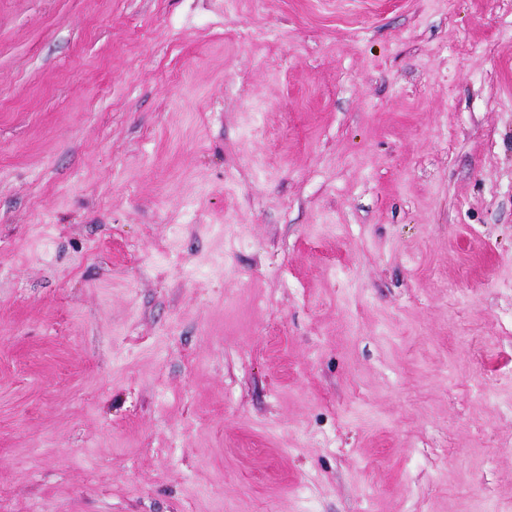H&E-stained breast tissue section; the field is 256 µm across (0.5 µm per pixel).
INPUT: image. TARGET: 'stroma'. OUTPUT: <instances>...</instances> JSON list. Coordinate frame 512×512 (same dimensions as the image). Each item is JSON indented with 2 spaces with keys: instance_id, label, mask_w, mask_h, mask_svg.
<instances>
[{
  "instance_id": "1",
  "label": "stroma",
  "mask_w": 512,
  "mask_h": 512,
  "mask_svg": "<svg viewBox=\"0 0 512 512\" xmlns=\"http://www.w3.org/2000/svg\"><path fill=\"white\" fill-rule=\"evenodd\" d=\"M512 512V0H0V512Z\"/></svg>"
}]
</instances>
